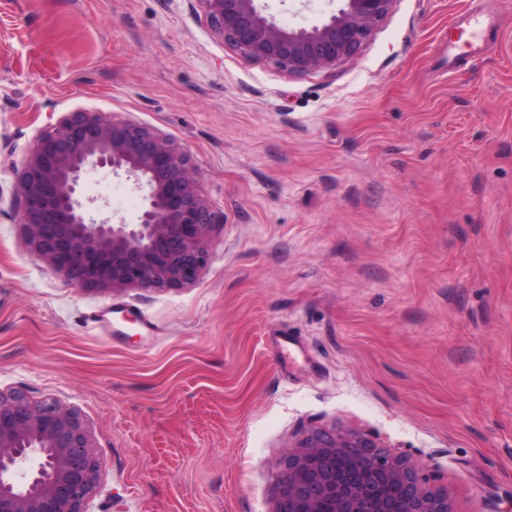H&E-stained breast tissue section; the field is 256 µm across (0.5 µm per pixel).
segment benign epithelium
Segmentation results:
<instances>
[{"label": "benign epithelium", "mask_w": 512, "mask_h": 512, "mask_svg": "<svg viewBox=\"0 0 512 512\" xmlns=\"http://www.w3.org/2000/svg\"><path fill=\"white\" fill-rule=\"evenodd\" d=\"M224 44L250 61L290 73L336 67L354 57L394 0H344L311 29L285 30L257 0H199ZM109 167L134 178L145 209L136 224L88 216L77 198L82 171ZM23 224L34 255L86 287L178 288L208 262L216 215L197 185L188 154L159 131L98 112H69L40 135L18 174ZM43 458L35 474L31 455ZM101 463L71 408L0 393V512H86ZM400 484L402 497L381 493ZM276 512H451L404 461L374 451L364 434H315L288 451L277 479Z\"/></svg>", "instance_id": "benign-epithelium-1"}]
</instances>
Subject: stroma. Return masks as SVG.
Returning <instances> with one entry per match:
<instances>
[{"instance_id": "1", "label": "stroma", "mask_w": 512, "mask_h": 512, "mask_svg": "<svg viewBox=\"0 0 512 512\" xmlns=\"http://www.w3.org/2000/svg\"><path fill=\"white\" fill-rule=\"evenodd\" d=\"M257 5L299 30L343 3ZM78 110L188 153L219 218L195 283L94 290L33 255L16 172ZM77 192L145 207L107 167ZM0 392L80 414L88 512H275L317 433L368 434L452 512H512V0H394L302 74L199 0H0Z\"/></svg>"}]
</instances>
